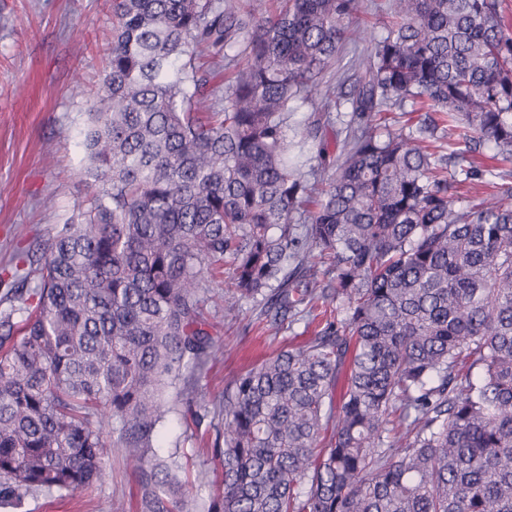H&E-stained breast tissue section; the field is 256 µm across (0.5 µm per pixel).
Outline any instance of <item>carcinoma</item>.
I'll return each instance as SVG.
<instances>
[{"label":"carcinoma","mask_w":512,"mask_h":512,"mask_svg":"<svg viewBox=\"0 0 512 512\" xmlns=\"http://www.w3.org/2000/svg\"><path fill=\"white\" fill-rule=\"evenodd\" d=\"M256 2L112 0L93 192L0 271V505L86 490L121 453L140 512H193L152 448L165 390L215 351L209 273L229 325L258 296L272 329L319 323L226 387L206 512H512V186L457 195L492 175L477 146L512 162L502 0H394L340 103L324 78L362 0ZM409 104L415 124L378 131ZM456 134L466 148L442 153Z\"/></svg>","instance_id":"obj_1"}]
</instances>
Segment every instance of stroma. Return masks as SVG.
Listing matches in <instances>:
<instances>
[{"mask_svg":"<svg viewBox=\"0 0 512 512\" xmlns=\"http://www.w3.org/2000/svg\"><path fill=\"white\" fill-rule=\"evenodd\" d=\"M388 3L364 0V33L346 48V60L367 52L383 35ZM111 39L112 0H0V265L16 249L47 242L79 214L88 191L86 97ZM346 60L331 77L340 97L352 85ZM261 308V302L242 301L241 321L231 327L222 323L223 310H216V360L183 371L166 393L170 411L156 452L188 470L189 493L200 506L220 487L221 477L197 437L222 430L219 408L228 381L272 351L304 345L314 334L303 319L263 336L245 332ZM135 494L133 465L115 454L92 490L65 496L35 491L20 507L3 506L0 512H130Z\"/></svg>","mask_w":512,"mask_h":512,"instance_id":"stroma-1","label":"stroma"}]
</instances>
